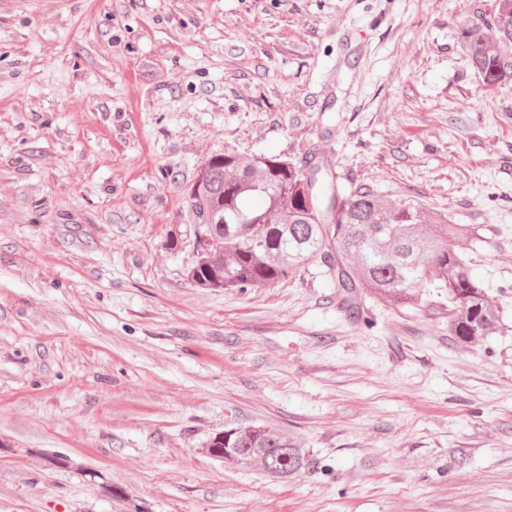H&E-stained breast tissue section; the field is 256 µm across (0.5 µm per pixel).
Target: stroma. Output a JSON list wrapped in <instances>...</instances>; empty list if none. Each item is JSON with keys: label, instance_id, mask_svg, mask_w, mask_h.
<instances>
[{"label": "stroma", "instance_id": "stroma-1", "mask_svg": "<svg viewBox=\"0 0 512 512\" xmlns=\"http://www.w3.org/2000/svg\"><path fill=\"white\" fill-rule=\"evenodd\" d=\"M492 6L0 0V512H512V83L458 43ZM227 150L486 225L455 248L500 330L459 345L429 295L353 321L318 259L198 287L187 197ZM231 424L306 468L214 461ZM212 459L227 466L259 463L271 480L298 476L306 461L297 441L291 435L276 432L263 425L224 427L208 440Z\"/></svg>", "mask_w": 512, "mask_h": 512}]
</instances>
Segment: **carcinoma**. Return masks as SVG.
I'll use <instances>...</instances> for the list:
<instances>
[{"instance_id": "obj_1", "label": "carcinoma", "mask_w": 512, "mask_h": 512, "mask_svg": "<svg viewBox=\"0 0 512 512\" xmlns=\"http://www.w3.org/2000/svg\"><path fill=\"white\" fill-rule=\"evenodd\" d=\"M460 50L487 89L512 82V0H495L490 21L460 32ZM195 224L209 235L189 274L202 288L245 291L294 277L320 258L331 274L336 304L360 318L370 298L403 307L432 288L448 307V335L479 346L499 329L487 290L452 248L488 243L479 224L444 214L427 219L365 184L342 188L319 163L279 155L244 157L226 150L201 166L188 196ZM210 457L227 466L259 463L271 480L306 466L294 437L263 425L226 427L208 440Z\"/></svg>"}]
</instances>
